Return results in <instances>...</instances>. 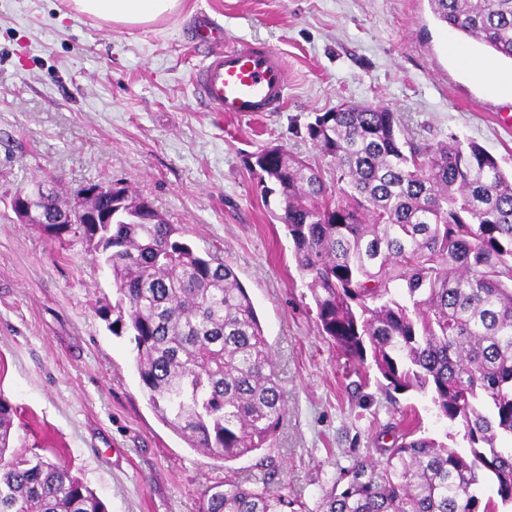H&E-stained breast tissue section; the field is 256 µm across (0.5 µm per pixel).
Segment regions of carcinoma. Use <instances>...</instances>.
<instances>
[{
    "mask_svg": "<svg viewBox=\"0 0 512 512\" xmlns=\"http://www.w3.org/2000/svg\"><path fill=\"white\" fill-rule=\"evenodd\" d=\"M450 29L512 59V0H429ZM304 137L331 158L333 184L279 146L248 161L284 224L321 332L395 392L431 396L465 456L411 428L383 458L342 470L318 512H499L512 504V179L475 143L404 137L397 113L344 103ZM82 237L112 270L108 329L134 344L157 417L225 462L271 448L284 411L253 302L233 268L173 224L115 215ZM0 399V512H105L69 467L13 446ZM497 498L476 490L486 478ZM272 486L234 478L201 512H305Z\"/></svg>",
    "mask_w": 512,
    "mask_h": 512,
    "instance_id": "1",
    "label": "carcinoma"
}]
</instances>
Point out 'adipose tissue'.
Masks as SVG:
<instances>
[{"mask_svg": "<svg viewBox=\"0 0 512 512\" xmlns=\"http://www.w3.org/2000/svg\"><path fill=\"white\" fill-rule=\"evenodd\" d=\"M73 10L115 26L153 22L175 13L181 0H69Z\"/></svg>", "mask_w": 512, "mask_h": 512, "instance_id": "obj_1", "label": "adipose tissue"}]
</instances>
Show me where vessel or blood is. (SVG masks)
I'll list each match as a JSON object with an SVG mask.
<instances>
[{
    "label": "vessel or blood",
    "instance_id": "vessel-or-blood-1",
    "mask_svg": "<svg viewBox=\"0 0 512 512\" xmlns=\"http://www.w3.org/2000/svg\"><path fill=\"white\" fill-rule=\"evenodd\" d=\"M194 34L213 48L193 78L194 89L209 111L257 114L283 109L287 81L277 50L225 46L223 28L206 14L199 16Z\"/></svg>",
    "mask_w": 512,
    "mask_h": 512
}]
</instances>
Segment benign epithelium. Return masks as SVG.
Listing matches in <instances>:
<instances>
[{"label":"benign epithelium","mask_w":512,"mask_h":512,"mask_svg":"<svg viewBox=\"0 0 512 512\" xmlns=\"http://www.w3.org/2000/svg\"><path fill=\"white\" fill-rule=\"evenodd\" d=\"M101 193L115 197L116 211L118 212L131 208L140 212L153 209L147 200L133 201L125 190L112 184L84 188L77 195V209L73 215L65 216L55 212L48 214L45 209L35 206L38 200L50 199L53 196V192L42 185L15 193L11 201V208L17 221L21 224H110L112 223V214L99 216L94 204V198Z\"/></svg>","instance_id":"obj_1"}]
</instances>
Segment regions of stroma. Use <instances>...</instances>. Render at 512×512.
<instances>
[{"label": "stroma", "mask_w": 512, "mask_h": 512, "mask_svg": "<svg viewBox=\"0 0 512 512\" xmlns=\"http://www.w3.org/2000/svg\"><path fill=\"white\" fill-rule=\"evenodd\" d=\"M200 12L222 25L225 43L281 52L282 111L205 109L192 83L205 52L188 43ZM453 42L489 55L438 21L428 0H182L178 13L126 30L68 0H0V398L26 446L66 461L107 512H199L225 476L261 480L264 455L276 487L316 512L341 470L391 446L410 413L421 434L468 453L428 395L386 393L376 370L319 333L292 244L246 163L279 145L332 181L330 158L302 132L352 102L398 112L410 138L475 142L512 173V98L463 66ZM35 182L66 200L90 183L126 187L234 268L286 400L272 448L226 463L158 420L132 344L97 311L111 271L80 235L18 223L11 199Z\"/></svg>", "instance_id": "35a3bbf8"}]
</instances>
